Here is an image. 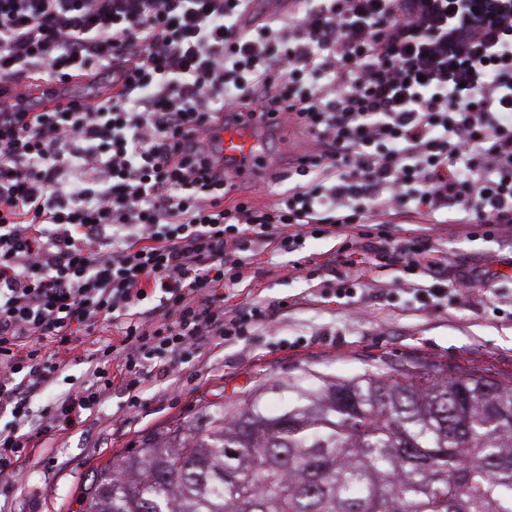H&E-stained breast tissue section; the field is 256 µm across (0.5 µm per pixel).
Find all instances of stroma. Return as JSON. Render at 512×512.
<instances>
[{"label": "stroma", "instance_id": "35a3bbf8", "mask_svg": "<svg viewBox=\"0 0 512 512\" xmlns=\"http://www.w3.org/2000/svg\"><path fill=\"white\" fill-rule=\"evenodd\" d=\"M310 144L294 127L266 134L262 173L240 178L238 195L260 207L278 202L294 154ZM420 227L428 228L447 277L474 275L470 293L423 307L410 289L395 288L401 267L370 260L348 298L338 294L327 271L294 269L291 255L266 249L235 302L269 304L270 325L221 347L205 346L191 362L167 365L136 407L115 390L86 421L42 437L39 447L0 477V512H83L81 497L96 473L119 462L130 446L176 423L201 424L204 413L229 400L244 401L262 383L272 386L264 405L276 413L288 401L281 385L313 374L349 378L370 363L478 366L512 375V240H468L454 225L411 214L366 225L357 243L402 240ZM94 349L93 341L79 342L63 357L54 391L31 400L34 415L47 409L54 392L84 378Z\"/></svg>", "mask_w": 512, "mask_h": 512}]
</instances>
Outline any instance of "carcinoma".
I'll use <instances>...</instances> for the list:
<instances>
[{
    "mask_svg": "<svg viewBox=\"0 0 512 512\" xmlns=\"http://www.w3.org/2000/svg\"><path fill=\"white\" fill-rule=\"evenodd\" d=\"M84 512H512V376L375 366L160 430L96 475Z\"/></svg>",
    "mask_w": 512,
    "mask_h": 512,
    "instance_id": "cac0c4a2",
    "label": "carcinoma"
}]
</instances>
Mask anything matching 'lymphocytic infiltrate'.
<instances>
[{
  "label": "lymphocytic infiltrate",
  "mask_w": 512,
  "mask_h": 512,
  "mask_svg": "<svg viewBox=\"0 0 512 512\" xmlns=\"http://www.w3.org/2000/svg\"><path fill=\"white\" fill-rule=\"evenodd\" d=\"M251 2L0 0V473L112 387L137 401L155 360L268 324L258 303L227 311L263 245L348 241L411 210L489 236L512 225V0H290L257 19ZM104 73L92 107L28 94ZM242 106L315 142L269 209L236 197L214 135ZM377 259L447 298L428 235ZM101 324L113 337L89 381L33 422L60 349Z\"/></svg>",
  "instance_id": "1"
}]
</instances>
